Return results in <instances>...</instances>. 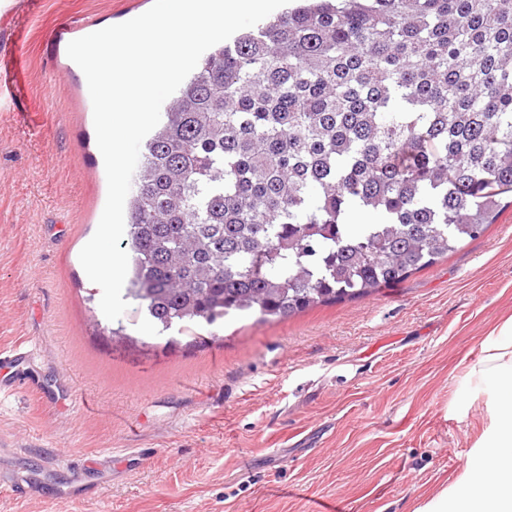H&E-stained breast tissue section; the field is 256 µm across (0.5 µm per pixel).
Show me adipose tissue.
Returning a JSON list of instances; mask_svg holds the SVG:
<instances>
[{"instance_id":"ef3b65f1","label":"adipose tissue","mask_w":512,"mask_h":512,"mask_svg":"<svg viewBox=\"0 0 512 512\" xmlns=\"http://www.w3.org/2000/svg\"><path fill=\"white\" fill-rule=\"evenodd\" d=\"M467 379L487 422L460 477L417 512H512V319L489 333Z\"/></svg>"}]
</instances>
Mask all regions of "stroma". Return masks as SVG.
<instances>
[{
  "label": "stroma",
  "instance_id": "obj_1",
  "mask_svg": "<svg viewBox=\"0 0 512 512\" xmlns=\"http://www.w3.org/2000/svg\"><path fill=\"white\" fill-rule=\"evenodd\" d=\"M152 3L0 7V53L21 61L0 98V351L32 348L29 383L0 396V467H54L42 492L0 486V512H416L486 420L466 374L512 318V193L479 237L378 293L165 336L132 305L112 339L79 261L107 179L66 49ZM69 476L87 491L57 500Z\"/></svg>",
  "mask_w": 512,
  "mask_h": 512
}]
</instances>
